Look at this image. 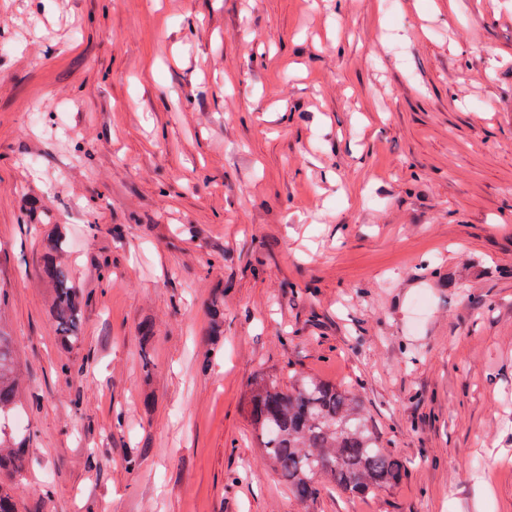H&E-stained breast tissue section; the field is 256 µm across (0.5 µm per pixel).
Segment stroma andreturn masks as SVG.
<instances>
[{"label": "stroma", "instance_id": "stroma-1", "mask_svg": "<svg viewBox=\"0 0 512 512\" xmlns=\"http://www.w3.org/2000/svg\"><path fill=\"white\" fill-rule=\"evenodd\" d=\"M28 196L92 295L69 357ZM0 287L20 512H512V0H0ZM294 371L407 478L299 502L244 413Z\"/></svg>", "mask_w": 512, "mask_h": 512}]
</instances>
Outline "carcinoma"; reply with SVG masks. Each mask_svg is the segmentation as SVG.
<instances>
[{
    "mask_svg": "<svg viewBox=\"0 0 512 512\" xmlns=\"http://www.w3.org/2000/svg\"><path fill=\"white\" fill-rule=\"evenodd\" d=\"M67 224H51L43 270L50 286L49 316L58 349L79 350L90 297L60 260ZM222 302L210 308L215 339L224 335ZM247 403L258 447L302 502L333 484L352 497H369L402 481L408 461L385 448L371 414L353 391L313 374H293L288 388L268 375L248 385ZM23 411L18 357L12 336L0 323V475L22 481L29 471L27 448L33 431L12 425ZM0 512H19L14 488L0 480Z\"/></svg>",
    "mask_w": 512,
    "mask_h": 512,
    "instance_id": "carcinoma-1",
    "label": "carcinoma"
}]
</instances>
